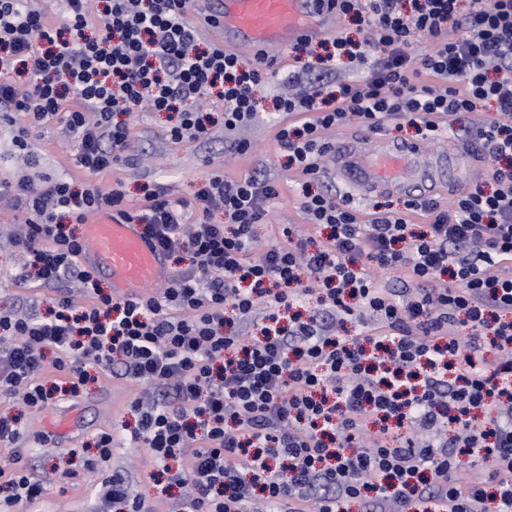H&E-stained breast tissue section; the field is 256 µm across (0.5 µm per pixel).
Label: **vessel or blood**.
Listing matches in <instances>:
<instances>
[{
  "label": "vessel or blood",
  "instance_id": "vessel-or-blood-1",
  "mask_svg": "<svg viewBox=\"0 0 512 512\" xmlns=\"http://www.w3.org/2000/svg\"><path fill=\"white\" fill-rule=\"evenodd\" d=\"M332 0H206L200 16L204 29L225 49L263 58L272 45L288 48L301 40H319L333 30ZM336 176L352 190L367 188L409 199H422L439 185H465L459 156L428 154L411 144L342 142L336 149ZM85 264L107 275L120 295L142 294L165 283L170 270L161 249L142 235V227L97 212L84 224Z\"/></svg>",
  "mask_w": 512,
  "mask_h": 512
}]
</instances>
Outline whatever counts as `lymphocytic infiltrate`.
<instances>
[{
    "label": "lymphocytic infiltrate",
    "instance_id": "lymphocytic-infiltrate-1",
    "mask_svg": "<svg viewBox=\"0 0 512 512\" xmlns=\"http://www.w3.org/2000/svg\"><path fill=\"white\" fill-rule=\"evenodd\" d=\"M65 0L67 26L50 24L36 0H0V119L26 113L13 146L29 154L30 128L65 117L89 174L133 163L131 130L116 114L149 107L176 114L171 140L207 137L208 98L224 103V131L259 115L257 87L274 71L258 60L204 46L186 20L188 0ZM363 22V41L332 40L319 72L291 80L275 108L298 120L276 138L299 174L298 196L323 242L281 228L283 241L255 255L258 225L278 195L269 178L208 174L192 200L121 186L43 190L0 182L26 215L24 262L15 284L37 279L55 295L47 316L0 314V396L38 411L84 385L88 367L143 385L127 429L147 449L167 512H512V0H335ZM425 53L413 50L416 36ZM364 66L337 78V63ZM497 106L476 131L492 162L491 190L475 188L440 207L411 200L361 223L351 196L316 188L328 131L348 121L380 129L408 117L423 138L437 117ZM427 212L412 228L407 215ZM112 213L142 225L176 269L160 291L104 293L82 263L77 224ZM223 223H213L214 212ZM402 281L382 287L379 275ZM78 282L90 305L75 301ZM318 306L298 312L301 296ZM368 324L348 334L352 317ZM261 335L246 334L247 326ZM54 360H47V351ZM65 374L47 382L49 373ZM19 415L0 411V503L35 500L41 473L20 444ZM470 467L474 479L456 482ZM94 512H158L105 472Z\"/></svg>",
    "mask_w": 512,
    "mask_h": 512
}]
</instances>
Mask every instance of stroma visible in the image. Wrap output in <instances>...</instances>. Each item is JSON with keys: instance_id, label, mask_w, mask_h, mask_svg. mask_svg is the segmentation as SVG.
<instances>
[{"instance_id": "35a3bbf8", "label": "stroma", "mask_w": 512, "mask_h": 512, "mask_svg": "<svg viewBox=\"0 0 512 512\" xmlns=\"http://www.w3.org/2000/svg\"><path fill=\"white\" fill-rule=\"evenodd\" d=\"M271 53L277 57L278 65L273 85L260 90L265 110L259 121L242 133L243 138L252 143L249 152H236L230 138L225 137L224 104L220 100L209 102L215 123L206 141L174 142L168 134L171 121L167 113L139 112L129 117L128 123L133 150L140 155V163L101 173L96 177L97 183L105 187L122 183L133 201L142 197L148 185L165 187L170 198L189 199L207 174L221 173L225 178L241 180L262 172L277 182L279 196L270 205L268 224L257 228L260 249L279 242L280 234L275 230L279 224H290L305 235H313L315 228L296 192V174L288 170L285 154L275 138L280 124L288 122L289 117L274 110L272 98L287 93L288 80L295 72L306 67L317 68L324 50L314 44L307 52L298 54L275 46ZM493 117L492 108L482 106L473 113L440 117L437 120L440 135L427 140L421 139L406 118L398 115L388 117L377 132L353 121L336 127L329 137L335 142L361 139L370 150L383 138L414 143L433 153L447 150L462 157L475 184L479 185L487 180L489 166L480 142L469 136L468 131L476 122ZM28 122V117L21 112L14 113L12 122L0 121V181H15L26 175L38 181L49 175L66 177L77 186L87 182V174L77 164L78 144L60 119L32 134L30 148L40 156V168L32 170L24 165L11 139L14 128ZM25 220L22 211L0 198V310L22 307L41 316L51 304L53 290L37 281L15 285L9 279L10 272L23 264L24 254L21 250L9 249L8 244L20 232ZM143 392V386L102 375L89 380L77 397L28 413L24 418L23 445L30 448V460L43 473L45 481L41 496L23 505V512H89L101 474L106 469L121 472L146 499H154L157 495L152 478L155 467L146 448L117 436L112 457L105 465L90 461L85 450L102 430H117L122 424L134 422L135 403ZM63 420L69 422L70 431L55 432V425Z\"/></svg>"}]
</instances>
